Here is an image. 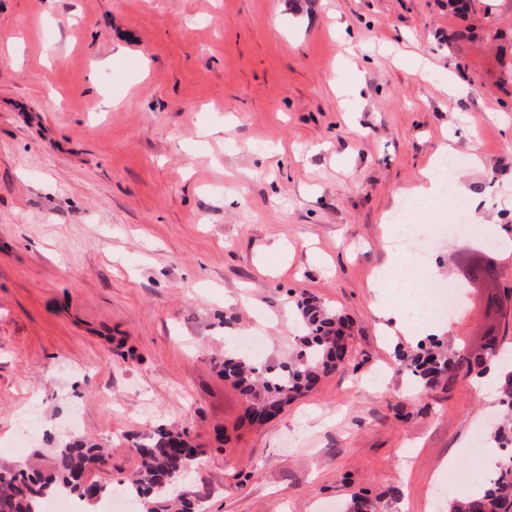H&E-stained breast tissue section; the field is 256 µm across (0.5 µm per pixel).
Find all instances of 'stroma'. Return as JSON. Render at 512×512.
I'll use <instances>...</instances> for the list:
<instances>
[{
	"label": "stroma",
	"instance_id": "obj_1",
	"mask_svg": "<svg viewBox=\"0 0 512 512\" xmlns=\"http://www.w3.org/2000/svg\"><path fill=\"white\" fill-rule=\"evenodd\" d=\"M444 143L478 155L463 179L512 239V0H0V464L85 437L111 486L139 462L126 434L178 426L205 512L392 487L388 512H448L439 469L496 397L416 394L369 286ZM428 246L431 279L468 269L470 237ZM306 296L346 318L356 368L240 425L215 361L246 336L288 359Z\"/></svg>",
	"mask_w": 512,
	"mask_h": 512
}]
</instances>
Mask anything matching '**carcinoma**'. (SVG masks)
Listing matches in <instances>:
<instances>
[{
  "instance_id": "cac0c4a2",
  "label": "carcinoma",
  "mask_w": 512,
  "mask_h": 512,
  "mask_svg": "<svg viewBox=\"0 0 512 512\" xmlns=\"http://www.w3.org/2000/svg\"><path fill=\"white\" fill-rule=\"evenodd\" d=\"M296 309L302 336L291 360L260 365L245 353L227 350L224 360L215 363L218 373L244 397L243 421L250 426L261 417L278 415L322 378L352 363V336L339 312L312 297L297 301ZM398 361L419 388L446 390L462 374L482 377L489 364L502 361V356L494 336L486 340L481 354L471 353L463 342L454 351H444L439 340L430 337L413 351H399ZM497 394L504 416L490 436L500 450L491 478L477 492L453 499L448 512H512V363L502 373ZM126 439L139 464L119 486L136 512H199L193 492L176 491L177 480L197 466L198 446L190 432L159 427L148 435L128 434ZM106 456L98 443L72 439L52 449L51 466L45 471L28 464L1 467L0 512H45V502L59 494L87 507L97 504L113 487L85 486L80 477L104 464ZM339 512H384V507L378 497L354 493Z\"/></svg>"
}]
</instances>
